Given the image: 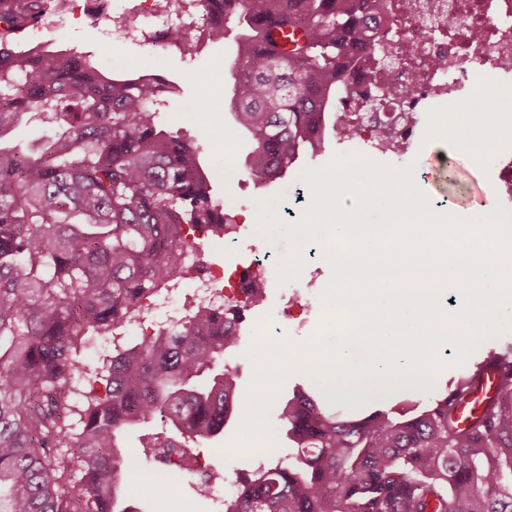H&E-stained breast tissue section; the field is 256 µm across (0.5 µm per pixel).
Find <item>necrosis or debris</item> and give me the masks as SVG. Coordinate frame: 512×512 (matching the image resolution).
I'll return each mask as SVG.
<instances>
[{
  "label": "necrosis or debris",
  "mask_w": 512,
  "mask_h": 512,
  "mask_svg": "<svg viewBox=\"0 0 512 512\" xmlns=\"http://www.w3.org/2000/svg\"><path fill=\"white\" fill-rule=\"evenodd\" d=\"M421 3L413 12L407 0H375L371 16L393 19L377 38L385 53L388 84L397 94L384 108L369 112L380 84L372 78L374 63L362 64L339 114L343 123L361 130L350 142L353 151L405 152L416 135L417 108L424 100H447L449 111L459 115L461 134L475 136L471 116L479 97L470 84L471 73L482 72L493 82L512 79V0ZM182 8L183 0H136L130 19L112 34L123 40L165 42Z\"/></svg>",
  "instance_id": "1"
}]
</instances>
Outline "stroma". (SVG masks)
Instances as JSON below:
<instances>
[{"label": "stroma", "instance_id": "obj_1", "mask_svg": "<svg viewBox=\"0 0 512 512\" xmlns=\"http://www.w3.org/2000/svg\"><path fill=\"white\" fill-rule=\"evenodd\" d=\"M19 40L42 41L63 44L77 51L89 54L92 61L111 70H134L149 66L156 72L177 83L179 95L167 97L158 114L159 122L173 135L191 141L201 149L200 161L213 173L212 192L216 203L227 204L235 223L255 227L258 201L282 194L278 206L280 216L290 222L297 221L304 211V204L295 199L293 187L299 181L300 172L308 166L320 167L341 154L333 134H326L315 155H303L292 165L284 177L273 184L261 185L253 181L245 171V159L250 150L246 134H236L226 147H218L214 141L216 132L230 123L231 116L226 112H191L186 108L187 101L204 99L211 101L226 97L232 87V75L227 71L217 75V65L232 66L235 54V37L227 35L224 41L209 42L199 31H192L191 44L181 48H160L152 43H131L113 38L108 24L91 28L81 22L64 28L44 23L40 28L19 33ZM206 73L207 82H199L198 73ZM448 115L447 104L436 101L429 104L421 114V129L416 139L405 153H378L375 161L403 167L416 166V181L421 191L429 198L432 207L442 213L468 217L485 210L493 211L499 202L494 189V171L498 161V151H466L454 144L439 147L433 137ZM233 165L238 176L226 181L225 167ZM194 246L186 254V262L191 271L186 278L152 297L151 304L144 309L140 322L125 326L117 337L101 338L83 352V359L90 370L100 369L114 355L116 348L130 347L138 343L143 333L157 331L164 324L179 320L188 315L195 306L191 298L193 286L203 277L222 273L224 268L235 264H246L250 254L268 253L271 256L284 254L287 243L276 239L268 243L255 235H248L240 245L224 244L223 240L213 239L203 233H195ZM330 276L328 264L322 256L309 257L308 263L294 286L301 296H312L313 302L305 315V327L299 340L308 339L317 329L321 319L319 295ZM512 343V332L482 343L464 363H455L454 352L444 354V367L433 377L429 393H404L400 398L381 404H368V411L378 409L395 411L425 405L429 398H442L456 380L466 373L470 366L482 361L489 352L501 349ZM237 427L236 422L225 425L223 433L214 444L204 446L203 457L208 468L224 470L228 479H236L251 473L261 462L253 454L236 453L224 456L223 448L229 447ZM147 512H215L212 499L199 497L189 481L176 482L165 492L154 498Z\"/></svg>", "mask_w": 512, "mask_h": 512}]
</instances>
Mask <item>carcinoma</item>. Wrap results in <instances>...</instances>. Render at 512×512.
Masks as SVG:
<instances>
[{
	"label": "carcinoma",
	"mask_w": 512,
	"mask_h": 512,
	"mask_svg": "<svg viewBox=\"0 0 512 512\" xmlns=\"http://www.w3.org/2000/svg\"><path fill=\"white\" fill-rule=\"evenodd\" d=\"M368 0H195L208 39L238 31L232 130L252 143L247 173L280 178L321 143L334 101L361 56L376 52ZM68 0H0V512H138L131 475L181 465L224 431L242 317L201 307L121 349L80 395L86 346L130 323L142 302L186 273L188 231L224 237L199 147L161 127L155 105L175 83L109 73L64 46L11 36ZM30 112L58 133L35 150L8 144ZM83 397L82 427H70ZM467 387L412 414L359 420L299 392L275 402L294 444L288 461L237 484L224 512H512V374L466 428L454 403ZM162 423L142 449L124 430Z\"/></svg>",
	"instance_id": "1"
}]
</instances>
